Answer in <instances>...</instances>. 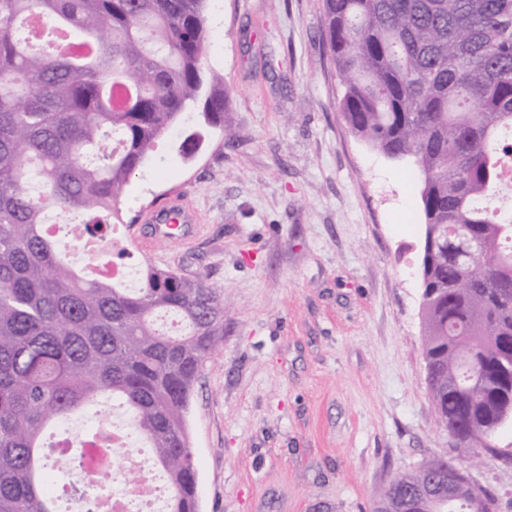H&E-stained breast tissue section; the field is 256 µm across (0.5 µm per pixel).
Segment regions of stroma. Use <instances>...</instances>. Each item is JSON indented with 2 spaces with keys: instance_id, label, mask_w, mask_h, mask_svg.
Here are the masks:
<instances>
[{
  "instance_id": "obj_1",
  "label": "stroma",
  "mask_w": 512,
  "mask_h": 512,
  "mask_svg": "<svg viewBox=\"0 0 512 512\" xmlns=\"http://www.w3.org/2000/svg\"><path fill=\"white\" fill-rule=\"evenodd\" d=\"M206 73L223 77L227 131L192 158L194 122L132 178L135 216L185 193L199 231L141 245L150 262L224 289V341L187 425L201 512H370L378 491L440 455L512 512V425L498 457L456 447L434 418L423 360L421 176L358 138L339 109L322 0H207Z\"/></svg>"
}]
</instances>
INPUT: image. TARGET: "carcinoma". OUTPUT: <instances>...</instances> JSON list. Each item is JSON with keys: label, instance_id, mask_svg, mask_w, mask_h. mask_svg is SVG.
<instances>
[{"label": "carcinoma", "instance_id": "cac0c4a2", "mask_svg": "<svg viewBox=\"0 0 512 512\" xmlns=\"http://www.w3.org/2000/svg\"><path fill=\"white\" fill-rule=\"evenodd\" d=\"M206 0H0V512H58L43 434L112 400L196 512L186 414L224 340V289L147 263L140 286L72 267L46 214L112 243L122 196L163 135L202 104L190 156L224 126L205 85ZM352 131L423 176L420 273L430 399L457 446L512 422V213L484 206L512 156V0H322ZM170 315L182 331L159 325ZM495 512L441 455L381 490L373 512Z\"/></svg>", "mask_w": 512, "mask_h": 512}]
</instances>
